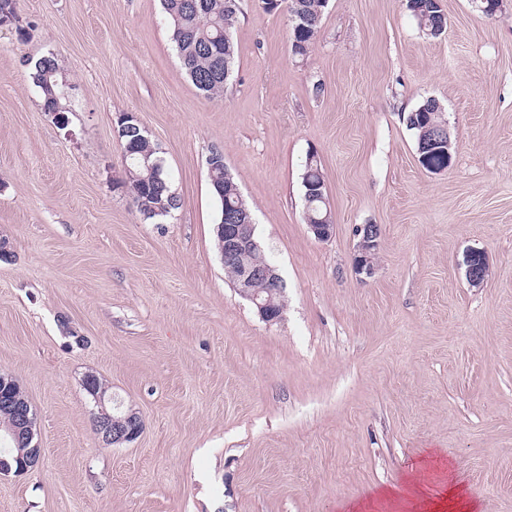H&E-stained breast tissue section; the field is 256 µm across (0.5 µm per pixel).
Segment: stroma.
<instances>
[{"mask_svg": "<svg viewBox=\"0 0 512 512\" xmlns=\"http://www.w3.org/2000/svg\"><path fill=\"white\" fill-rule=\"evenodd\" d=\"M441 3L430 39L407 0H329L302 58L285 12L242 0L210 100L160 0H17L0 26V373L36 412L41 462L0 473V512H425L450 481L512 512V0L491 17ZM49 52L64 127L30 77ZM429 97L452 142L441 172L406 122ZM121 112L180 200L163 221L123 185ZM215 149L285 286L278 322L224 273ZM311 155L325 241L304 215ZM363 224L382 229L369 277L353 270ZM89 374L141 418L134 441L99 440ZM324 177L321 172L320 165L316 160L315 156L308 159L306 163L305 172L303 175V195L305 203V214L307 220V226L310 232L318 240H326L333 234L334 224L332 214L327 204L323 199L306 197L307 187L306 183H324ZM328 216L332 224H322L321 221ZM488 266L487 259L483 252L472 251L466 260L465 276L473 286L484 282L483 270Z\"/></svg>", "mask_w": 512, "mask_h": 512, "instance_id": "obj_1", "label": "stroma"}]
</instances>
